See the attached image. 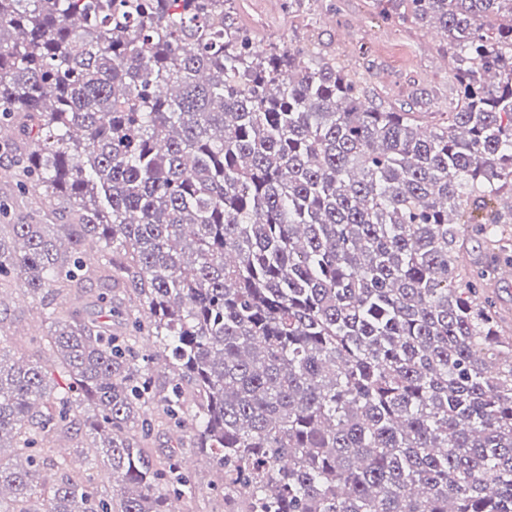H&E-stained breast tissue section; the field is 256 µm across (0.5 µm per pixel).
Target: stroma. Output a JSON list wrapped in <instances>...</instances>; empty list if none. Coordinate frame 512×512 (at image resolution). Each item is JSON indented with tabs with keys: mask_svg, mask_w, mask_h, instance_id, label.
Listing matches in <instances>:
<instances>
[{
	"mask_svg": "<svg viewBox=\"0 0 512 512\" xmlns=\"http://www.w3.org/2000/svg\"><path fill=\"white\" fill-rule=\"evenodd\" d=\"M228 9L254 48L277 41L336 57L365 78L375 100L426 113L436 124L445 121L453 77L446 44L427 24L382 19L374 0H231ZM0 323L8 330L0 350L10 358L46 329L40 305L17 292ZM195 480V493L179 503L181 512H224L221 479L205 466Z\"/></svg>",
	"mask_w": 512,
	"mask_h": 512,
	"instance_id": "stroma-1",
	"label": "stroma"
}]
</instances>
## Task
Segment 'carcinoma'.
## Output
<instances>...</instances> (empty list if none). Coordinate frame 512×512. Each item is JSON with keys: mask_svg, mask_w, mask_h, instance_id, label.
<instances>
[{"mask_svg": "<svg viewBox=\"0 0 512 512\" xmlns=\"http://www.w3.org/2000/svg\"><path fill=\"white\" fill-rule=\"evenodd\" d=\"M224 2L0 0L15 186L56 220L0 224V314L39 302L57 359L0 353V512H170L187 453L236 512H512V338L462 261L512 223V0H376L448 42L431 127ZM84 428L106 494L53 453Z\"/></svg>", "mask_w": 512, "mask_h": 512, "instance_id": "obj_1", "label": "carcinoma"}]
</instances>
